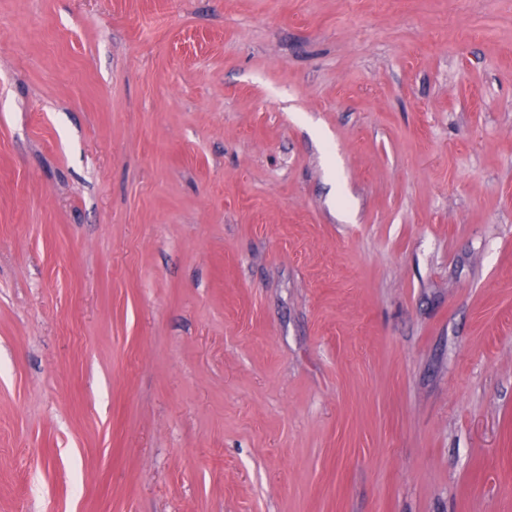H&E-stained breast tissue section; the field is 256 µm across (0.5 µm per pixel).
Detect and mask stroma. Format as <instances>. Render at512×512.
I'll return each mask as SVG.
<instances>
[{"label":"stroma","mask_w":512,"mask_h":512,"mask_svg":"<svg viewBox=\"0 0 512 512\" xmlns=\"http://www.w3.org/2000/svg\"><path fill=\"white\" fill-rule=\"evenodd\" d=\"M0 512H512V0H0Z\"/></svg>","instance_id":"stroma-1"}]
</instances>
